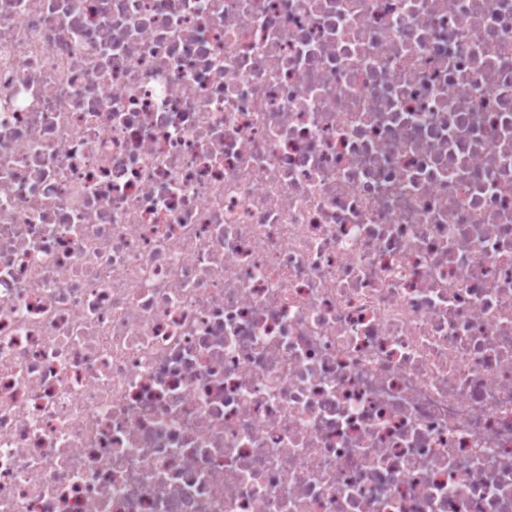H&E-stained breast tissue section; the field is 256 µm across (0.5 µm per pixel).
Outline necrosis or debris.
<instances>
[{"instance_id":"obj_1","label":"necrosis or debris","mask_w":512,"mask_h":512,"mask_svg":"<svg viewBox=\"0 0 512 512\" xmlns=\"http://www.w3.org/2000/svg\"><path fill=\"white\" fill-rule=\"evenodd\" d=\"M0 512H512V0H0Z\"/></svg>"}]
</instances>
